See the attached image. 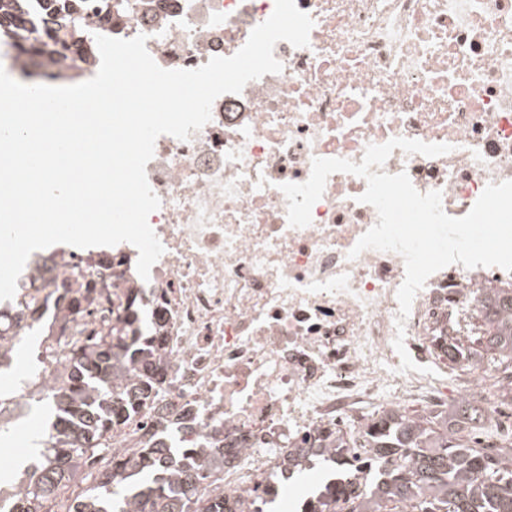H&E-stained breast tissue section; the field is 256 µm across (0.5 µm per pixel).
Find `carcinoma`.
Segmentation results:
<instances>
[{
	"label": "carcinoma",
	"mask_w": 512,
	"mask_h": 512,
	"mask_svg": "<svg viewBox=\"0 0 512 512\" xmlns=\"http://www.w3.org/2000/svg\"><path fill=\"white\" fill-rule=\"evenodd\" d=\"M137 5V0H0V46L32 59L92 53L96 33L89 18L107 22ZM49 10L56 14L51 26L43 23ZM121 322L65 357L71 386L51 397L55 414L44 432V448L14 491L0 496V512H227L220 503L195 497L192 479L203 475L182 470L187 448H147L131 479L108 476L70 503H56L88 457L104 449L105 437L155 388L146 374L125 384L109 380L112 359L144 363L155 348L154 337L139 335L136 311H127ZM484 354L512 371V288L492 290L479 335L448 346L452 364L476 362ZM482 417L472 406L454 410V418L465 423L477 424ZM64 422L73 430L58 446L54 434ZM371 447L382 458H404L403 464L370 478L372 512H398L401 503L410 504L413 512H512V448L496 454L474 448L447 427V420L435 417L388 418L372 433Z\"/></svg>",
	"instance_id": "cac0c4a2"
}]
</instances>
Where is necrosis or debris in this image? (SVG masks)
<instances>
[{"mask_svg": "<svg viewBox=\"0 0 512 512\" xmlns=\"http://www.w3.org/2000/svg\"><path fill=\"white\" fill-rule=\"evenodd\" d=\"M313 20L309 45L278 42L283 66L219 96L212 118L182 141L160 136L146 166L161 201L148 222L164 252L149 278L137 249L65 245L32 257L25 283L47 333L37 379L16 373L0 403L50 396L64 357L135 302L157 336L150 399L92 456L88 478L145 444L193 443L188 468L205 476L200 497L228 512H261L280 477L310 468L317 441L342 444L359 465L332 481L359 484L376 467L364 437L379 420L471 405L490 422L479 448L512 446V373L468 362L449 367L448 346L487 309L490 289L512 288L498 267L449 265L416 294L397 326L401 255L349 252L377 221L359 197L362 177L337 172L291 227L280 186L301 183L313 158L361 163L370 144L395 137L445 143L427 157L394 149L384 172H407L422 193L466 215L489 183L512 180V0H296ZM275 0H141L101 35L145 46L165 69L228 57L267 20ZM96 267L79 292L72 267ZM405 331L416 365L400 372L393 341Z\"/></svg>", "mask_w": 512, "mask_h": 512, "instance_id": "necrosis-or-debris-1", "label": "necrosis or debris"}]
</instances>
